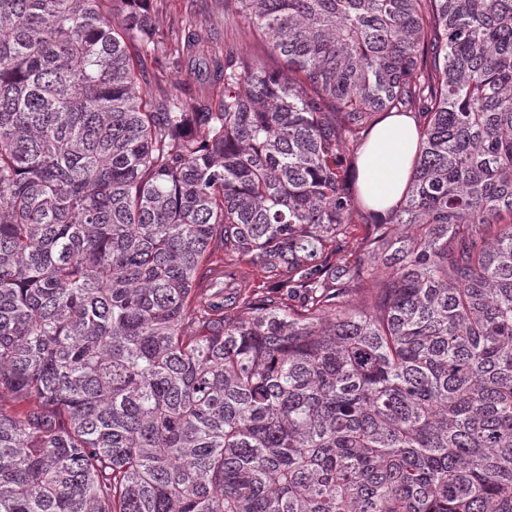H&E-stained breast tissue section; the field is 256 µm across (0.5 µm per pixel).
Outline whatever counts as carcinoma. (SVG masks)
Here are the masks:
<instances>
[{
    "instance_id": "obj_1",
    "label": "carcinoma",
    "mask_w": 512,
    "mask_h": 512,
    "mask_svg": "<svg viewBox=\"0 0 512 512\" xmlns=\"http://www.w3.org/2000/svg\"><path fill=\"white\" fill-rule=\"evenodd\" d=\"M235 5L285 71L157 99L147 0H0V512H512V0ZM417 146V126L409 114L393 112L372 130L356 165L360 198L371 211L385 216L405 193ZM358 202L361 216L355 215L354 221L357 232L363 233V223H379L380 219Z\"/></svg>"
}]
</instances>
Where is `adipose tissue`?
Wrapping results in <instances>:
<instances>
[{
    "label": "adipose tissue",
    "instance_id": "obj_1",
    "mask_svg": "<svg viewBox=\"0 0 512 512\" xmlns=\"http://www.w3.org/2000/svg\"><path fill=\"white\" fill-rule=\"evenodd\" d=\"M417 146L411 115L391 113L372 130L356 165L360 198L371 211L387 214L405 193Z\"/></svg>",
    "mask_w": 512,
    "mask_h": 512
}]
</instances>
